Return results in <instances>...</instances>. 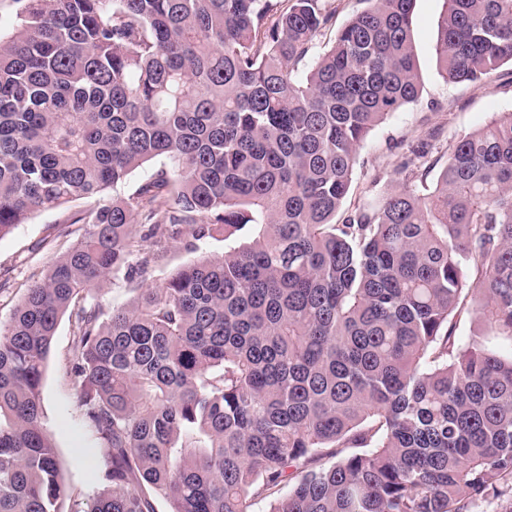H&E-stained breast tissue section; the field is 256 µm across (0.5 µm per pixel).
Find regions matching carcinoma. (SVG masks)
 I'll list each match as a JSON object with an SVG mask.
<instances>
[{
  "instance_id": "1",
  "label": "carcinoma",
  "mask_w": 512,
  "mask_h": 512,
  "mask_svg": "<svg viewBox=\"0 0 512 512\" xmlns=\"http://www.w3.org/2000/svg\"><path fill=\"white\" fill-rule=\"evenodd\" d=\"M364 2L312 59L326 0H15L0 237L91 205L0 326V512H512V112L460 136L433 191L336 223L358 149L420 91L415 0ZM444 4L446 81L512 64V0ZM216 233L224 254L194 256ZM169 240L193 258L150 285L146 243ZM120 273L105 320L91 294ZM65 315L104 458L85 503L42 422Z\"/></svg>"
}]
</instances>
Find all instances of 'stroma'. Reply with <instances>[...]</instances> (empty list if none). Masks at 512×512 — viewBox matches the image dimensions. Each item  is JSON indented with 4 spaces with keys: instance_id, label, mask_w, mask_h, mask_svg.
I'll return each instance as SVG.
<instances>
[{
    "instance_id": "35a3bbf8",
    "label": "stroma",
    "mask_w": 512,
    "mask_h": 512,
    "mask_svg": "<svg viewBox=\"0 0 512 512\" xmlns=\"http://www.w3.org/2000/svg\"><path fill=\"white\" fill-rule=\"evenodd\" d=\"M444 9V0H416L412 34L421 83L419 98L389 114L360 148L341 215L378 202L396 186L410 145L428 141L430 159L444 161L461 134L483 127L497 113L512 111L511 65L476 84H455L443 78L435 46ZM87 206L86 200L79 199L37 213L0 237L1 321L7 320L20 302L23 284L42 277L69 246V239L57 237V225ZM72 339L71 322L61 320L43 372V424L56 448L64 482L71 489L91 491L100 475L102 454L75 409L77 388L65 372L64 356Z\"/></svg>"
}]
</instances>
